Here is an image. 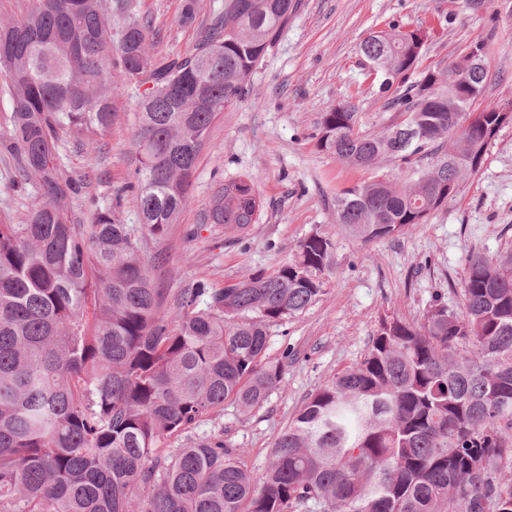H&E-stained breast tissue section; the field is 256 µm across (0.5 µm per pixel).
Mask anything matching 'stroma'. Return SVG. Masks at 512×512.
Returning <instances> with one entry per match:
<instances>
[{
    "label": "stroma",
    "instance_id": "obj_1",
    "mask_svg": "<svg viewBox=\"0 0 512 512\" xmlns=\"http://www.w3.org/2000/svg\"><path fill=\"white\" fill-rule=\"evenodd\" d=\"M150 20L155 61L184 55L201 29L223 12L225 0H197V19L182 25L183 0H131ZM273 47L254 70L248 97L218 113L200 151L190 198L177 223L161 239L144 238L155 259L153 278L164 307L198 279L223 287L256 271L273 272L294 261L299 243L315 233L333 242L335 265L322 294L288 321L271 326L273 357L290 352L282 387L260 408L244 414L233 403L205 415L169 447L187 438L217 436L243 449L255 476L266 471L277 437L331 376L356 365L382 317L398 314L419 322L435 304L462 306L460 288L473 254L512 252V124L491 142L482 167L466 176L448 203L407 233L364 241L336 222L339 192L370 173L348 167L316 146L323 112L349 102L360 133L379 135L401 122L390 107L425 72L448 70L467 47L489 45L488 81L475 102L484 111L512 103V0H488L472 12L466 0H296ZM420 31L425 51L414 72L382 91L383 77L361 55L371 33ZM120 92L112 102V129L96 137L70 130L57 144L64 176L83 191L70 203L72 219L88 224L92 208L116 209L122 223L140 230L135 196L116 193L140 165L133 139L138 90L113 73ZM251 176L263 208L244 238L205 221L208 203L225 180ZM36 199L23 184L13 157L0 149V219L18 224Z\"/></svg>",
    "mask_w": 512,
    "mask_h": 512
}]
</instances>
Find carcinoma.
<instances>
[{
  "label": "carcinoma",
  "instance_id": "1",
  "mask_svg": "<svg viewBox=\"0 0 512 512\" xmlns=\"http://www.w3.org/2000/svg\"><path fill=\"white\" fill-rule=\"evenodd\" d=\"M293 0H226L193 51L154 62L152 29L112 22L126 0H38L0 22V73L12 96L0 136L37 201L0 224V512H512V253L469 257L459 312L436 304L421 323L380 320L355 366L330 377L277 438L262 477L216 437L166 441L235 403L248 413L281 388L288 352L269 359V327L323 292L333 244L315 233L296 259L215 288L199 279L161 307L140 241L112 210L84 228L62 175L64 130L108 131L119 87H142L134 140L141 224L162 237L189 198L216 115L248 94L247 78L288 21ZM403 31L369 36L363 55L392 80L421 47ZM472 66L449 83L429 71L393 100L407 121L355 132L350 103L322 114L317 146L356 168L436 161L407 182L374 176L336 196V223L371 241L422 223L480 166L498 113L467 111L487 82ZM262 210L256 180L234 178L206 219L243 235Z\"/></svg>",
  "mask_w": 512,
  "mask_h": 512
}]
</instances>
